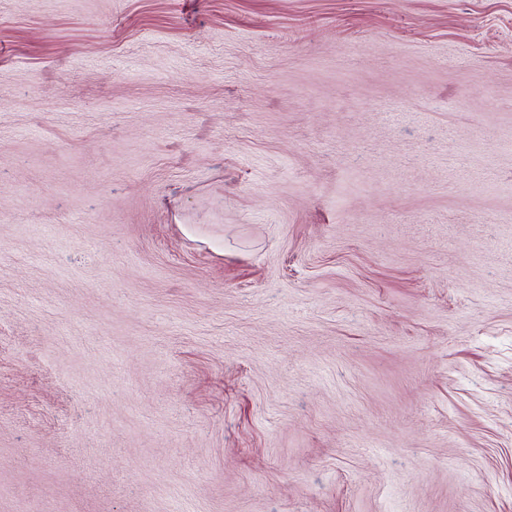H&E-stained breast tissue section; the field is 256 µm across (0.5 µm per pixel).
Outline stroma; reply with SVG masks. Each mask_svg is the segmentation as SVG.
<instances>
[{
	"label": "stroma",
	"instance_id": "35a3bbf8",
	"mask_svg": "<svg viewBox=\"0 0 512 512\" xmlns=\"http://www.w3.org/2000/svg\"><path fill=\"white\" fill-rule=\"evenodd\" d=\"M0 512H512V0H0Z\"/></svg>",
	"mask_w": 512,
	"mask_h": 512
}]
</instances>
